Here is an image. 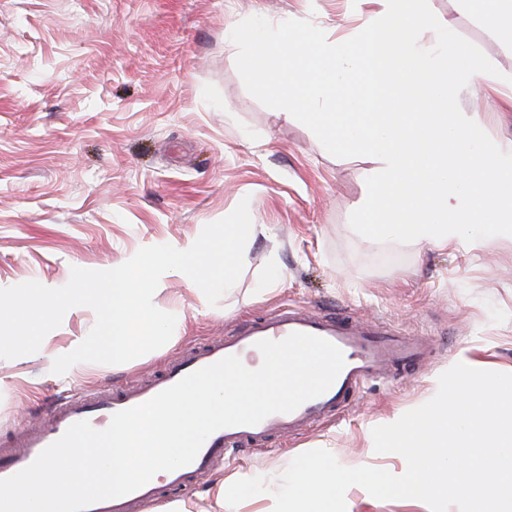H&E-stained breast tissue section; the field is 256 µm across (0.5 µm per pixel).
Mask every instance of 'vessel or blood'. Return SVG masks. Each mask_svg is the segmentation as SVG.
<instances>
[{
  "label": "vessel or blood",
  "mask_w": 512,
  "mask_h": 512,
  "mask_svg": "<svg viewBox=\"0 0 512 512\" xmlns=\"http://www.w3.org/2000/svg\"><path fill=\"white\" fill-rule=\"evenodd\" d=\"M296 332L322 337L344 355V368L324 394L293 412L270 415L256 425L220 429L206 440L190 465L167 473L164 481L153 480L125 496L94 503L88 512H152L164 491L191 486L227 456L245 448L265 447L272 439H288L339 418L367 384L394 382L401 370L424 359L430 346L427 339L404 335L381 321H362L345 310L321 312L286 305L243 320L229 335L210 337L183 349L143 384L86 390L51 401L42 420L23 427L12 442L0 446V479L30 465L75 422L86 420L94 428L104 429L114 413L148 401L184 376L230 355L248 361L257 355L258 341H280Z\"/></svg>",
  "instance_id": "1"
}]
</instances>
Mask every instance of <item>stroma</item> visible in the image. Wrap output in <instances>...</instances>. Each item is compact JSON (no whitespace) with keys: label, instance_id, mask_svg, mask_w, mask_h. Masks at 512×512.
Wrapping results in <instances>:
<instances>
[{"label":"stroma","instance_id":"1","mask_svg":"<svg viewBox=\"0 0 512 512\" xmlns=\"http://www.w3.org/2000/svg\"><path fill=\"white\" fill-rule=\"evenodd\" d=\"M442 25L512 76V42L467 0H428ZM262 16L349 31L347 0H0V288L65 285L72 268L108 270L144 246H185L248 200L263 230L243 272L210 306L183 273L164 276L154 304L177 317L162 348L121 365L51 371L83 341L92 309L75 307L40 350L0 359V442L39 420L64 389L133 385L179 350L288 304L397 325L430 341L422 364L369 384L345 418L261 452H244L189 494L155 512H273V487L299 454L324 448L344 466L401 473L372 430L417 408L456 363L512 373V238L433 248L377 243L351 228L367 196L365 157L337 158L296 119L246 90L225 35ZM496 142L512 140V90L489 83L480 99ZM278 285L263 288L270 275ZM264 477L266 493L216 506L218 485ZM347 512H430L418 499L379 500L359 486Z\"/></svg>","mask_w":512,"mask_h":512}]
</instances>
